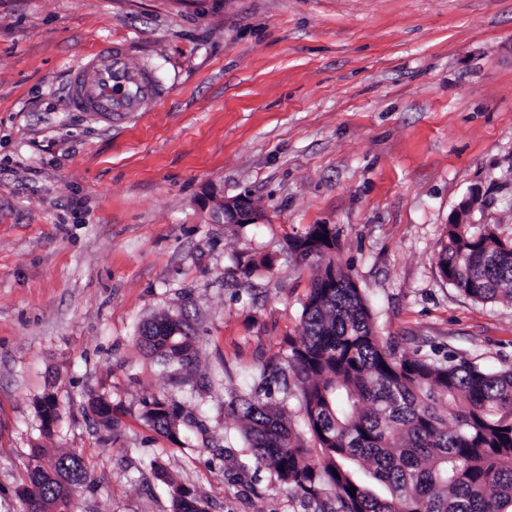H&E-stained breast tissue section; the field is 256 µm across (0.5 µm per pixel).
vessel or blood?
Segmentation results:
<instances>
[{"instance_id":"obj_1","label":"vessel or blood","mask_w":512,"mask_h":512,"mask_svg":"<svg viewBox=\"0 0 512 512\" xmlns=\"http://www.w3.org/2000/svg\"><path fill=\"white\" fill-rule=\"evenodd\" d=\"M157 96L149 75L129 65L121 43L101 45L70 73L69 104L80 112L119 116L139 111Z\"/></svg>"}]
</instances>
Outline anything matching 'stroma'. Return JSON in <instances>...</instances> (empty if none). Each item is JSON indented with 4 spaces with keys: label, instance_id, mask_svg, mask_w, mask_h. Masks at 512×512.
Masks as SVG:
<instances>
[{
    "label": "stroma",
    "instance_id": "35a3bbf8",
    "mask_svg": "<svg viewBox=\"0 0 512 512\" xmlns=\"http://www.w3.org/2000/svg\"><path fill=\"white\" fill-rule=\"evenodd\" d=\"M116 40L161 72L157 100L109 122L72 110V67ZM239 194L260 222L215 223ZM470 197L469 223L512 241V0H0V512H22L35 448L82 451L75 512H172L181 486L206 512H314L224 415L302 336L316 270L289 244L335 225L381 336L495 370L512 303L437 265ZM162 314L188 316L191 368L138 346ZM156 399L183 406L179 439L144 420Z\"/></svg>",
    "mask_w": 512,
    "mask_h": 512
}]
</instances>
